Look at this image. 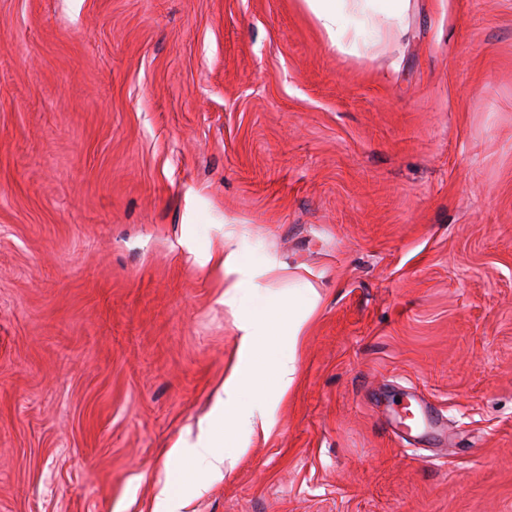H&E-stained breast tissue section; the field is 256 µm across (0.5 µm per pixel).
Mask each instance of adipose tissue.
Listing matches in <instances>:
<instances>
[{
  "label": "adipose tissue",
  "mask_w": 512,
  "mask_h": 512,
  "mask_svg": "<svg viewBox=\"0 0 512 512\" xmlns=\"http://www.w3.org/2000/svg\"><path fill=\"white\" fill-rule=\"evenodd\" d=\"M305 2L332 46L341 52L356 51L359 27L370 22L369 10L373 0ZM203 260L233 276V283L229 284L224 293L226 305H241L245 292L255 289L253 275L241 266L238 252L233 249L231 243H224L221 247L208 252ZM318 300L319 294L315 287L311 286L306 290L302 307L288 316L269 313L240 320L239 359L222 385L211 418L205 425L200 426L195 440L179 439L170 448V457L187 460L192 471L221 475L224 455L219 449V443L225 433L240 426L251 427L255 424L254 412L241 406L239 402L242 388L249 385L262 390L272 386L282 394L288 391L298 371L294 349ZM281 336L288 339L289 353L274 359L268 358L264 352L265 344Z\"/></svg>",
  "instance_id": "ef3b65f1"
}]
</instances>
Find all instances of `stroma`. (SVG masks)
Listing matches in <instances>:
<instances>
[{"mask_svg":"<svg viewBox=\"0 0 512 512\" xmlns=\"http://www.w3.org/2000/svg\"><path fill=\"white\" fill-rule=\"evenodd\" d=\"M0 0V512H512V0ZM232 235L268 291L224 303ZM321 299L183 481L242 313ZM412 391L441 436L406 442ZM375 1L381 2V11L391 23L402 24L409 0H305L331 45L340 52L357 51L359 29L352 22L369 23Z\"/></svg>","mask_w":512,"mask_h":512,"instance_id":"stroma-1","label":"stroma"}]
</instances>
